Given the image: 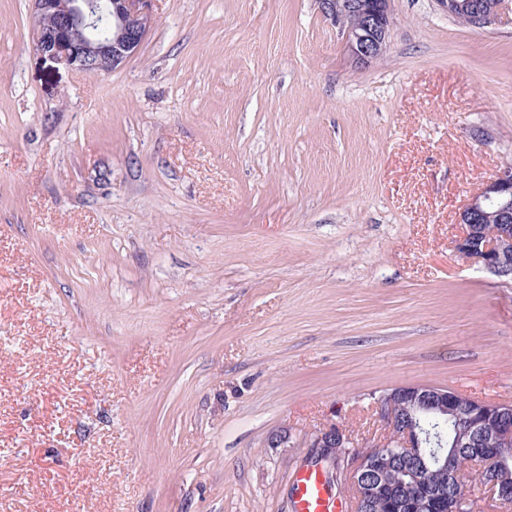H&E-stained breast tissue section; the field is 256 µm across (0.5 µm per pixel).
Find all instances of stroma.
Masks as SVG:
<instances>
[{"label":"stroma","instance_id":"stroma-1","mask_svg":"<svg viewBox=\"0 0 512 512\" xmlns=\"http://www.w3.org/2000/svg\"><path fill=\"white\" fill-rule=\"evenodd\" d=\"M152 7L88 76L0 0V512H291L384 392L512 405V281L457 250L512 164V0H391L363 67L316 0ZM438 3L443 9L446 10L448 15H456V10L468 11L465 16L467 17L470 25L476 29H485L498 21L500 15V7L503 3V0H499L497 5H495L490 10H483L476 4L462 3L458 0H438ZM453 17H456L459 21L467 24L464 18L457 15Z\"/></svg>","mask_w":512,"mask_h":512}]
</instances>
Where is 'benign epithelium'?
Listing matches in <instances>:
<instances>
[{
	"mask_svg": "<svg viewBox=\"0 0 512 512\" xmlns=\"http://www.w3.org/2000/svg\"><path fill=\"white\" fill-rule=\"evenodd\" d=\"M36 13L34 46L42 55L86 75L109 73L136 53L153 23L151 0H33ZM322 16L338 30L353 62L368 65L386 50L392 24L390 0H317ZM448 14L467 11L470 25L485 29L496 23L500 5L481 9L460 0H438ZM112 24V35L101 38L96 29L101 13ZM464 231L457 250L499 277L512 278V165L501 168L481 193L460 213ZM448 415L465 424L454 447L465 449V468L443 452L436 460L424 457V437L417 423L402 425L400 415L410 410ZM375 411L384 433L359 442L341 425L331 423L319 430L309 447L320 449L318 461L326 469L343 461L349 466L354 512H369L383 491V477L391 462L403 460L411 481L437 464L448 472V485L463 481V470L482 474V482L499 505L512 503V466L505 450L512 447V424L502 421L512 415V405L462 397L443 388L426 385L401 386L380 396ZM430 512H460L459 499L446 489L432 492L425 503Z\"/></svg>",
	"mask_w": 512,
	"mask_h": 512,
	"instance_id": "7a95c632",
	"label": "benign epithelium"
}]
</instances>
